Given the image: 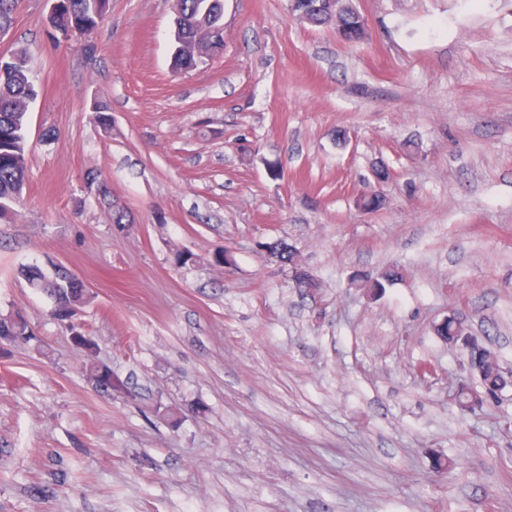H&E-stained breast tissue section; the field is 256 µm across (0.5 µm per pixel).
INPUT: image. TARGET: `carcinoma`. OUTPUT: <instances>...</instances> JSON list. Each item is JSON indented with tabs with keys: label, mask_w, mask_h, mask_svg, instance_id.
I'll return each mask as SVG.
<instances>
[{
	"label": "carcinoma",
	"mask_w": 512,
	"mask_h": 512,
	"mask_svg": "<svg viewBox=\"0 0 512 512\" xmlns=\"http://www.w3.org/2000/svg\"><path fill=\"white\" fill-rule=\"evenodd\" d=\"M68 13L78 20L97 26L107 14V4L100 0H66ZM20 0H0V28L9 29L15 22ZM205 0H176L175 9L186 17L187 23L180 25L179 37L188 45L205 43L210 35V25L217 17L204 15ZM305 8L306 23L312 26L347 27L360 41L367 34L366 23L352 8L350 0H301ZM37 95L29 77L28 56L24 51L12 54L0 72V219L16 213L26 179L28 157V114ZM270 252L279 258V263L291 272L294 287L303 292L320 288L319 282L306 270L298 259L294 246L283 240L273 242ZM22 275L31 288L47 294L53 300L51 315L61 325L71 327L77 310L89 300L83 291L70 288L74 277L57 266L51 276L39 268L26 266ZM400 276L399 269L392 267L381 277H361L362 287L373 291L384 288V283ZM436 334L450 346H459L468 352L472 370L479 377L481 390L461 386L458 388L456 405L467 410L487 399L498 398L507 381L497 356L487 346L467 335L461 321L453 314L435 328ZM21 339L30 342L36 339L29 321L20 313L0 315V340ZM91 385L106 394L112 393V369L105 364L92 362L87 370Z\"/></svg>",
	"instance_id": "carcinoma-1"
}]
</instances>
